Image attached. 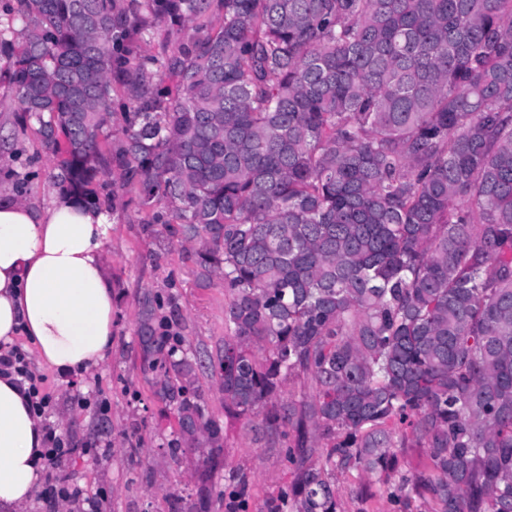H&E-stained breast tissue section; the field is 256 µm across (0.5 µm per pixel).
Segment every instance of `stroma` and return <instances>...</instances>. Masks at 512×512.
I'll use <instances>...</instances> for the list:
<instances>
[{
  "label": "stroma",
  "instance_id": "obj_1",
  "mask_svg": "<svg viewBox=\"0 0 512 512\" xmlns=\"http://www.w3.org/2000/svg\"><path fill=\"white\" fill-rule=\"evenodd\" d=\"M54 166L35 134L16 136L12 152L0 149V190L43 205L57 184ZM111 225L104 258L112 277V352L90 375L61 378L42 370L53 398V419L72 447L61 480L95 498L97 512H224V476L252 472L248 512L293 479L281 445L256 435L243 419L224 413L218 361L224 353V282H201L191 250L168 225L153 221L123 195L107 213ZM159 300L170 333L183 340L193 365V386L207 418L222 429L224 451L206 467L205 441L178 440L177 411L158 394L156 375L143 364L139 344L144 302ZM101 395L104 410L73 402L75 393ZM357 473L335 479L342 512H393L382 496L356 498Z\"/></svg>",
  "mask_w": 512,
  "mask_h": 512
}]
</instances>
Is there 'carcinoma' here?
Listing matches in <instances>:
<instances>
[{
    "instance_id": "1",
    "label": "carcinoma",
    "mask_w": 512,
    "mask_h": 512,
    "mask_svg": "<svg viewBox=\"0 0 512 512\" xmlns=\"http://www.w3.org/2000/svg\"><path fill=\"white\" fill-rule=\"evenodd\" d=\"M16 2L0 53L59 192L108 207L89 185L118 169L224 280V413L293 473L260 512H340L339 471L400 512H512V0ZM164 22L192 33L132 50ZM153 318L158 394L212 456L221 429L154 358L182 339ZM291 381L309 392L284 402ZM228 480L238 512L250 478Z\"/></svg>"
}]
</instances>
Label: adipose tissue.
I'll return each mask as SVG.
<instances>
[{"instance_id": "obj_1", "label": "adipose tissue", "mask_w": 512, "mask_h": 512, "mask_svg": "<svg viewBox=\"0 0 512 512\" xmlns=\"http://www.w3.org/2000/svg\"><path fill=\"white\" fill-rule=\"evenodd\" d=\"M109 224L93 206L55 197L39 212L0 192V348L25 337L40 364L80 375L112 351ZM44 422L13 376L0 375V512H27L40 484Z\"/></svg>"}]
</instances>
